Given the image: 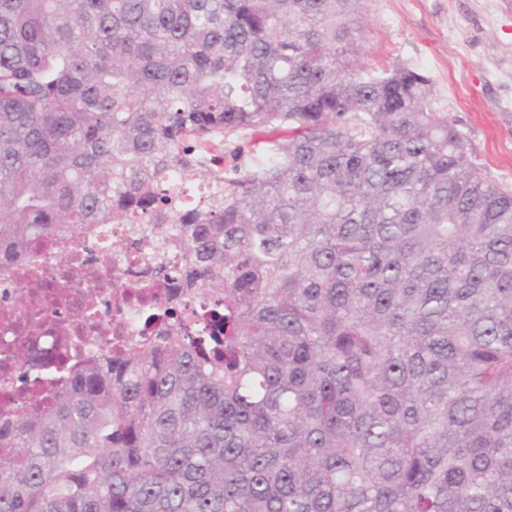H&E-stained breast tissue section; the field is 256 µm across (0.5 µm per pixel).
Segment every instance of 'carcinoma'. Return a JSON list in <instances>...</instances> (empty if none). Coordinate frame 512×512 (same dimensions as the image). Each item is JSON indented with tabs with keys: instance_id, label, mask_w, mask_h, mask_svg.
I'll use <instances>...</instances> for the list:
<instances>
[{
	"instance_id": "1",
	"label": "carcinoma",
	"mask_w": 512,
	"mask_h": 512,
	"mask_svg": "<svg viewBox=\"0 0 512 512\" xmlns=\"http://www.w3.org/2000/svg\"><path fill=\"white\" fill-rule=\"evenodd\" d=\"M364 0H0V258L167 224L224 310L0 441V512H512V190Z\"/></svg>"
}]
</instances>
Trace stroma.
<instances>
[{"label": "stroma", "instance_id": "1", "mask_svg": "<svg viewBox=\"0 0 512 512\" xmlns=\"http://www.w3.org/2000/svg\"><path fill=\"white\" fill-rule=\"evenodd\" d=\"M359 59L401 61L433 81L434 107L465 137L469 161L512 188V6L506 0H366Z\"/></svg>", "mask_w": 512, "mask_h": 512}]
</instances>
